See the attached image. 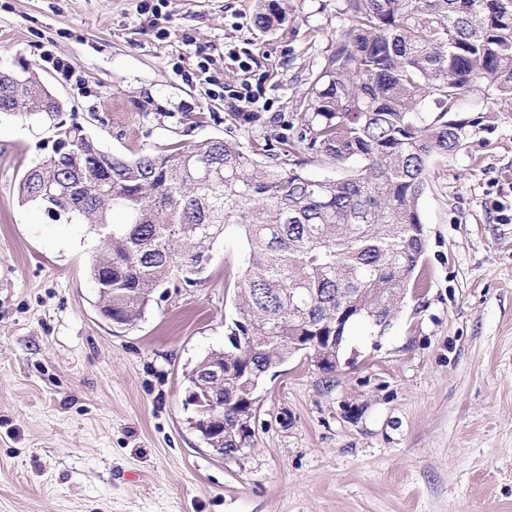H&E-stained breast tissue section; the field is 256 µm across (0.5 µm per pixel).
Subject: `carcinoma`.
Returning <instances> with one entry per match:
<instances>
[{"mask_svg":"<svg viewBox=\"0 0 512 512\" xmlns=\"http://www.w3.org/2000/svg\"><path fill=\"white\" fill-rule=\"evenodd\" d=\"M259 2L258 28L288 22V0ZM340 11L346 26L305 82L296 135L279 145L213 138L125 159L60 121L17 185L20 204L100 232L89 274L118 325H135L167 282H200L217 240L238 235L228 346L187 374L192 389L208 364L224 366L193 411L216 418L222 448L247 443L258 380L298 337L373 327L370 311L392 322L424 253L418 202L431 164L486 128L452 126L448 114L475 90L489 119L512 107V0H342ZM47 92L30 68H0V112L36 116ZM278 149L293 167L258 159ZM303 154L355 165L316 180L298 170Z\"/></svg>","mask_w":512,"mask_h":512,"instance_id":"obj_1","label":"carcinoma"}]
</instances>
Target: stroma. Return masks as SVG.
Segmentation results:
<instances>
[{
  "label": "stroma",
  "instance_id": "1",
  "mask_svg": "<svg viewBox=\"0 0 512 512\" xmlns=\"http://www.w3.org/2000/svg\"><path fill=\"white\" fill-rule=\"evenodd\" d=\"M0 0V66L33 68L104 151L282 133L343 28L339 0ZM68 60L70 77L44 54ZM249 90L253 121L232 120ZM52 119L0 113V512H512V110L434 161L423 286L335 373L304 354L254 393L252 439L213 456L186 374L227 342L242 245L161 289L136 326L99 312L87 224L20 205ZM260 8L255 13L256 26L272 30L288 22V0H259Z\"/></svg>",
  "mask_w": 512,
  "mask_h": 512
}]
</instances>
